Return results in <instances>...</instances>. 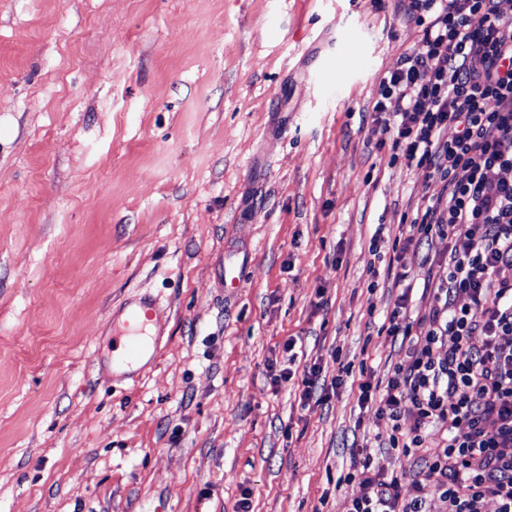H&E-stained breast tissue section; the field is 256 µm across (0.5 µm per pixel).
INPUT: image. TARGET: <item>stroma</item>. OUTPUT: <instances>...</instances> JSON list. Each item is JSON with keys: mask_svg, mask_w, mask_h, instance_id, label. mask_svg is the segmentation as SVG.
I'll use <instances>...</instances> for the list:
<instances>
[{"mask_svg": "<svg viewBox=\"0 0 512 512\" xmlns=\"http://www.w3.org/2000/svg\"><path fill=\"white\" fill-rule=\"evenodd\" d=\"M420 39L370 0H0V512H348L387 420L272 377L291 337L329 384L404 359L373 274L437 187L370 111ZM157 312L154 300L143 297L131 302L127 320L120 328L112 325V371L127 370L143 360L149 355V358L157 354V344L151 338L147 343L146 326L154 319ZM121 349L119 356L114 353Z\"/></svg>", "mask_w": 512, "mask_h": 512, "instance_id": "1", "label": "stroma"}]
</instances>
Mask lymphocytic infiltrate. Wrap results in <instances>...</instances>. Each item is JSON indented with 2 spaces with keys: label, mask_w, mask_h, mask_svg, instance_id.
<instances>
[{
  "label": "lymphocytic infiltrate",
  "mask_w": 512,
  "mask_h": 512,
  "mask_svg": "<svg viewBox=\"0 0 512 512\" xmlns=\"http://www.w3.org/2000/svg\"><path fill=\"white\" fill-rule=\"evenodd\" d=\"M420 28L380 82L374 120L390 132L392 161L440 186L401 219L385 276L399 294L381 329L405 352L385 379L360 367L358 405L391 424L386 446L411 472L348 450V512H512V0H393ZM448 258L423 256L433 240ZM432 292L413 313L417 289ZM481 344H474V337ZM415 421L403 423L406 413ZM445 438L429 449L431 429Z\"/></svg>",
  "instance_id": "obj_1"
}]
</instances>
